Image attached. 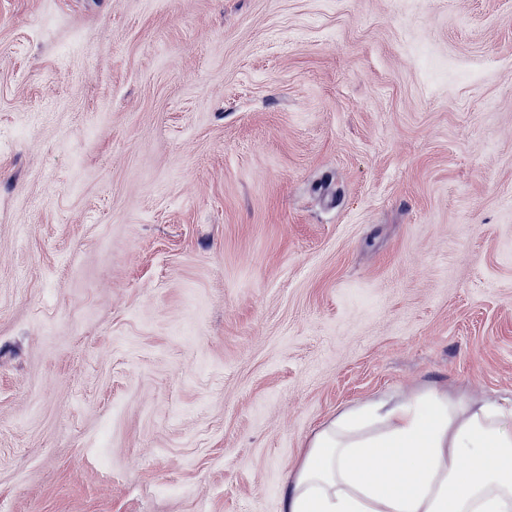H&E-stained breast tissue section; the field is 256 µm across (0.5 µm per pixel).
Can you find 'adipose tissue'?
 <instances>
[{"instance_id":"ef3b65f1","label":"adipose tissue","mask_w":512,"mask_h":512,"mask_svg":"<svg viewBox=\"0 0 512 512\" xmlns=\"http://www.w3.org/2000/svg\"><path fill=\"white\" fill-rule=\"evenodd\" d=\"M282 512H512V409L429 389L340 410Z\"/></svg>"}]
</instances>
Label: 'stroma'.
Wrapping results in <instances>:
<instances>
[{
	"instance_id": "stroma-1",
	"label": "stroma",
	"mask_w": 512,
	"mask_h": 512,
	"mask_svg": "<svg viewBox=\"0 0 512 512\" xmlns=\"http://www.w3.org/2000/svg\"><path fill=\"white\" fill-rule=\"evenodd\" d=\"M429 388L512 403V0H0V512H281Z\"/></svg>"
}]
</instances>
